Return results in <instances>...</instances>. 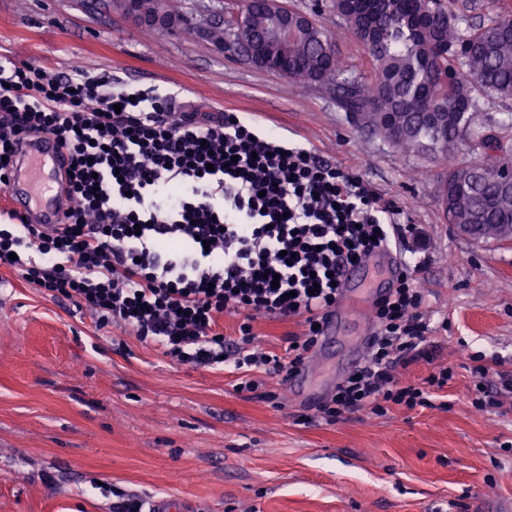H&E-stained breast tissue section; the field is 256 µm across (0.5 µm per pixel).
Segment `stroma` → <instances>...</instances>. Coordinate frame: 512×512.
Wrapping results in <instances>:
<instances>
[{"instance_id": "35a3bbf8", "label": "stroma", "mask_w": 512, "mask_h": 512, "mask_svg": "<svg viewBox=\"0 0 512 512\" xmlns=\"http://www.w3.org/2000/svg\"><path fill=\"white\" fill-rule=\"evenodd\" d=\"M174 29L118 0H0V59L79 67L176 94L184 110L236 112L362 175L418 225L419 286L453 372L433 407L329 422L319 407L350 371L368 323L346 316L336 350L312 352L302 386L236 389L233 368H194L91 311L0 268V512H113L125 494L183 496L203 512H512V396L468 406L478 377L512 373V241L475 242L448 224L445 168L358 126L325 85L257 68L209 37L240 0H161ZM461 30L512 16V0H455Z\"/></svg>"}]
</instances>
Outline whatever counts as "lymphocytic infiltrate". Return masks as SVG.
Masks as SVG:
<instances>
[{"label": "lymphocytic infiltrate", "mask_w": 512, "mask_h": 512, "mask_svg": "<svg viewBox=\"0 0 512 512\" xmlns=\"http://www.w3.org/2000/svg\"><path fill=\"white\" fill-rule=\"evenodd\" d=\"M48 134L69 155L61 227L25 220L0 227V267L55 298L90 309L99 326L195 367L233 366L239 390L254 371L288 380L316 347L349 265L409 250L421 238L396 203L358 174L278 141L234 112H184L173 94L113 88L80 69L26 60L0 64V187L22 145ZM404 260L373 304L368 358L320 412L335 421L381 415L388 405H430L448 368L399 382L397 368L431 360V319ZM243 315L239 339L219 330ZM298 325L286 355L257 341L255 316Z\"/></svg>", "instance_id": "lymphocytic-infiltrate-1"}]
</instances>
